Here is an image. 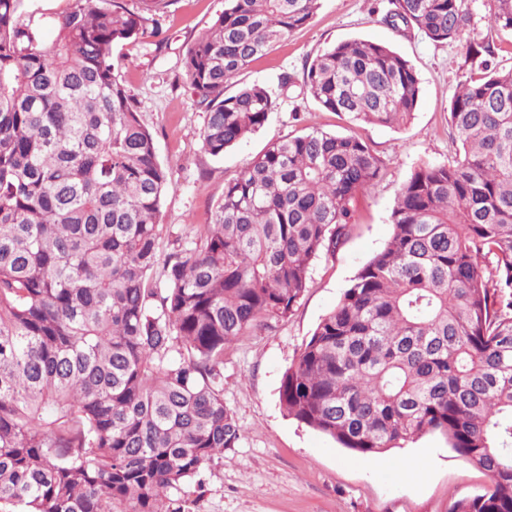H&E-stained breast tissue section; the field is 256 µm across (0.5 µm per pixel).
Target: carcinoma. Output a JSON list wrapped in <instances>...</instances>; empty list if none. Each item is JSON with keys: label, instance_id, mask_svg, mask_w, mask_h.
I'll return each instance as SVG.
<instances>
[{"label": "carcinoma", "instance_id": "carcinoma-1", "mask_svg": "<svg viewBox=\"0 0 512 512\" xmlns=\"http://www.w3.org/2000/svg\"><path fill=\"white\" fill-rule=\"evenodd\" d=\"M0 0V512H186L202 468L243 429L224 404V350L305 292L385 162L320 128L272 143L224 183L213 221L157 264L169 188L113 47L170 0H74L22 23ZM384 21L460 43L448 121L459 148L397 190L392 234L296 361L287 416L360 455L439 433L492 478L450 512H512V67L470 37L468 0H392ZM512 32V0H487ZM321 0H224L185 58L214 157L277 107L229 87L306 26ZM310 96L350 121L407 125L412 62L364 37L316 55Z\"/></svg>", "mask_w": 512, "mask_h": 512}]
</instances>
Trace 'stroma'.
I'll use <instances>...</instances> for the list:
<instances>
[{
  "label": "stroma",
  "mask_w": 512,
  "mask_h": 512,
  "mask_svg": "<svg viewBox=\"0 0 512 512\" xmlns=\"http://www.w3.org/2000/svg\"><path fill=\"white\" fill-rule=\"evenodd\" d=\"M389 0H322L314 18L244 72V83L266 85L278 105L256 134L214 157L201 147L207 111L183 86L188 47L224 9V0H173L158 13L159 34L117 45L124 85L171 183L162 199L160 257H167L189 228L211 223L224 183L270 142L309 127L357 132L384 159L383 177L364 199L335 252L316 259L309 286L284 318L269 319L224 352V402L244 430L204 471L202 496L191 512H448L458 499L483 492L488 474L429 433L402 448L361 456L289 418L279 403L284 371L345 288L392 233L390 213L398 187L420 162L444 163L459 147L448 123L464 49L438 45L417 31L384 23ZM364 37L410 60L420 98L403 128L353 126L347 116L322 109L301 88L307 60L340 41ZM291 75L292 86L280 84Z\"/></svg>",
  "instance_id": "stroma-1"
}]
</instances>
